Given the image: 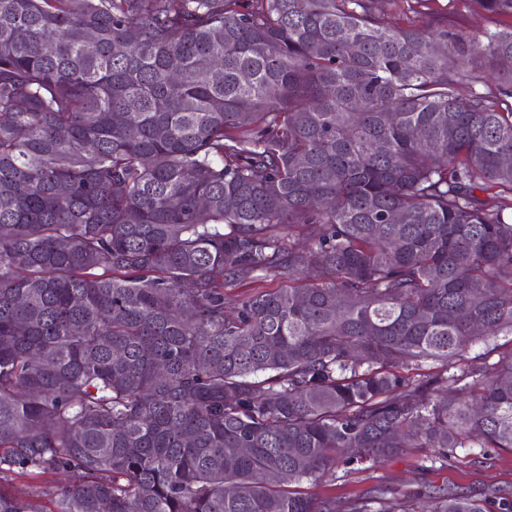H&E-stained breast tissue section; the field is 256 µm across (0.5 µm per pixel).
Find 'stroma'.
I'll return each instance as SVG.
<instances>
[{
  "label": "stroma",
  "instance_id": "1",
  "mask_svg": "<svg viewBox=\"0 0 512 512\" xmlns=\"http://www.w3.org/2000/svg\"><path fill=\"white\" fill-rule=\"evenodd\" d=\"M428 13L447 18L469 33L479 34L491 25L490 18L472 0H431ZM331 483L303 482L298 492L309 496L331 494L348 499L377 488L413 494L431 486H494L512 498V450L500 448H457L447 460L432 458L430 449L411 448L382 465L369 462L335 468Z\"/></svg>",
  "mask_w": 512,
  "mask_h": 512
}]
</instances>
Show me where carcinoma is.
<instances>
[{"mask_svg":"<svg viewBox=\"0 0 512 512\" xmlns=\"http://www.w3.org/2000/svg\"><path fill=\"white\" fill-rule=\"evenodd\" d=\"M475 2L509 22L0 0V512H512L288 489L512 448V353L466 357L512 336V0ZM10 479V483L19 493L33 495L47 507H51L50 499L53 493L69 482L68 474L59 471H50L39 476L12 475Z\"/></svg>","mask_w":512,"mask_h":512,"instance_id":"cac0c4a2","label":"carcinoma"}]
</instances>
